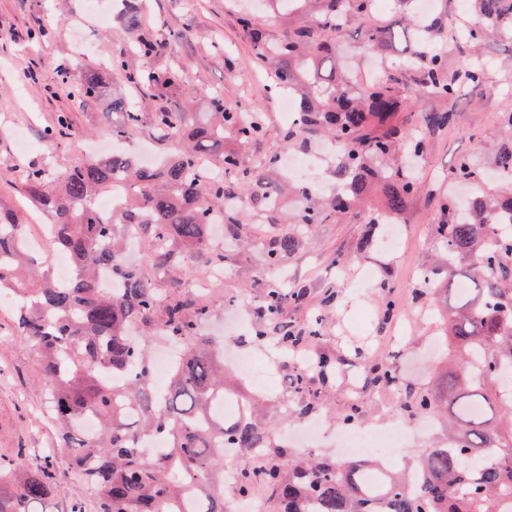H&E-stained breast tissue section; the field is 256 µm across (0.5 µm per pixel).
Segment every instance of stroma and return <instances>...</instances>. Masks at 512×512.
I'll return each mask as SVG.
<instances>
[{
    "label": "stroma",
    "instance_id": "1",
    "mask_svg": "<svg viewBox=\"0 0 512 512\" xmlns=\"http://www.w3.org/2000/svg\"><path fill=\"white\" fill-rule=\"evenodd\" d=\"M148 4L149 23L158 33L175 28L185 33L151 60L158 68L179 69L183 84L181 92L164 96L137 92L141 121L126 140L128 154L143 148L157 156L168 151V144L156 137L153 112L178 106L187 92L195 111L201 112L207 100L220 92L226 108L245 116L257 112L265 120V136L246 146H239L232 134L224 136L225 149L238 151L241 170L264 167L270 178L283 182L286 173L271 166V159L309 155L315 160L311 181L332 180L336 158L325 153L324 141L290 138L293 125L282 117L275 92L265 76L246 63L250 49L238 22L240 13L266 20L276 38L288 27L286 16H273L259 0H148ZM111 12L112 0H0V206L16 210L25 223L44 224L48 218L31 210L20 169L43 166L50 177H57L101 154L102 139L123 120L108 99L85 101L71 92L73 76L104 69L114 54L128 46L131 36L111 20ZM50 16L58 19L51 38L33 40L31 29ZM358 27L352 21L337 33L336 62L361 91L371 82L367 62L390 70L397 54L365 45ZM214 44L220 45V52H211ZM229 53L241 61L231 70L224 65ZM483 55L486 87L457 101L453 127L424 135L422 190L393 224L379 225V235L368 251L359 249L365 227L352 219L308 227L292 223L297 205L291 197L283 198L278 223L246 224L235 237L224 230L212 234L191 271L153 272L146 248L135 250V264L153 272L159 291L171 299L191 297L202 274L216 260H223L224 277L204 300L207 313L201 328L217 348L231 347L260 365L273 362L274 379L260 390L234 369L224 371L226 384L240 397L263 401V411L253 419L268 431L271 446L281 442L287 408L317 400L312 417L331 435L339 429L340 418L355 407L363 410L365 424L382 426L398 416L407 390L431 388L451 368L453 356L434 317L443 309L445 297L421 293L416 272L431 267L442 253L432 226L439 217L440 198L452 190L450 170L463 159L478 160L487 171L493 167L489 144L498 134L501 112L512 102V45L495 42ZM61 62L71 64V74L58 75L55 66ZM63 113L81 131V138L49 136ZM284 235L294 236L297 247L281 265L271 266L267 249ZM367 263L378 268L386 291L363 287L362 267ZM273 280L303 292L301 302L286 305L283 321L297 329L318 326L317 337L302 350L314 363L325 356L336 358L338 371L331 379L273 355L270 339L276 329H269L268 340L255 338L266 285ZM13 320L12 309L0 304V458L34 451L47 454L61 490L55 512H67L75 501L92 504L91 491L74 476L71 451L64 448L62 434L47 413L49 394L38 381V355L16 339ZM382 362L398 371L399 386L380 387L366 379L364 364Z\"/></svg>",
    "mask_w": 512,
    "mask_h": 512
}]
</instances>
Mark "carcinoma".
I'll return each mask as SVG.
<instances>
[{
    "label": "carcinoma",
    "mask_w": 512,
    "mask_h": 512,
    "mask_svg": "<svg viewBox=\"0 0 512 512\" xmlns=\"http://www.w3.org/2000/svg\"><path fill=\"white\" fill-rule=\"evenodd\" d=\"M273 2L297 18L279 40L271 38L266 23L240 18L251 46L250 62L270 72L272 89L295 99L298 120L292 136L327 132L339 147L336 192L315 198L295 188L305 197L295 223L359 218L373 187L390 214H402L420 181L413 170L389 160L408 140L414 154H421L423 142L394 120L408 108L399 95L400 79L383 72L358 92L336 69V32L351 20L369 18L374 0ZM396 2L408 23L384 29L364 25L366 43L398 51L397 70L451 104L484 86L486 62L473 54L490 38H512V0H469L478 22L452 43L438 19L413 18V0ZM119 21L132 35V45L112 57V71L146 91L164 95L178 90V69L149 63L162 39L148 27L142 0H126ZM450 47L468 55L453 73L448 72ZM105 89L101 75L91 72L72 93L96 100ZM111 106L125 114V124L112 128V139L120 140L140 121L138 103L114 93ZM454 112L450 106L426 113L424 129L433 133L448 127ZM152 123L172 150L151 166L114 153L66 169L52 189L46 188L43 168L21 172L32 202L54 218L49 225L53 247L73 256L68 285L25 279L21 225L13 212L0 210V288L9 290L16 304L14 335L37 348L52 417L63 429L73 468L94 490L95 512H224L226 448L261 457L257 469L242 473L238 490L250 493L261 484L275 493L280 512H512V403L502 402L503 393L512 392V222H494L502 210H512V188L494 195L480 189L463 203L448 198L440 205L433 233L445 254L427 270L422 285L438 288L448 279L445 339L461 372L449 375L444 386L409 392L402 411L427 413L443 406L458 429L448 442L426 450L421 483L410 471L391 475L378 467L379 481L368 486L361 480L369 468L365 462L293 460L271 448L267 431L246 415L227 421L217 415L214 406L224 400V361L200 336L205 309L189 299H163L141 268L125 262L123 245L114 239V225L136 228L152 265L164 271L193 267L217 212L225 214L227 230L237 235L236 193L224 185V171L239 168V156L224 150V132L248 144L265 134L261 117L247 119L226 109L219 93L206 112L192 111L187 98L175 109L154 113ZM501 123L507 135L493 150L495 168L512 184L511 106ZM449 180L474 185L482 176L464 159ZM119 187L124 196L106 219L95 200ZM242 187L249 214L273 223L284 186L246 171ZM363 223L364 250L374 237L376 218L368 215ZM295 247L291 236L274 241L267 251L269 265L281 263ZM103 269L124 284L121 294L98 287ZM288 299L296 302L300 295L279 282L268 285L260 308L265 325L278 326ZM161 308L165 335L183 342L186 351L173 367L167 391L158 394L152 387L148 337L134 340L129 330L138 321L150 323ZM303 340L289 325L279 326L275 337L288 353L300 349ZM369 373L383 387L399 383L388 364L372 366ZM91 412L100 421L96 435L70 431ZM151 433L168 434L171 444L162 458L141 459L135 453L138 437ZM59 496L47 457L35 461L20 454L0 462V512H50L48 504Z\"/></svg>",
    "instance_id": "cac0c4a2"
}]
</instances>
